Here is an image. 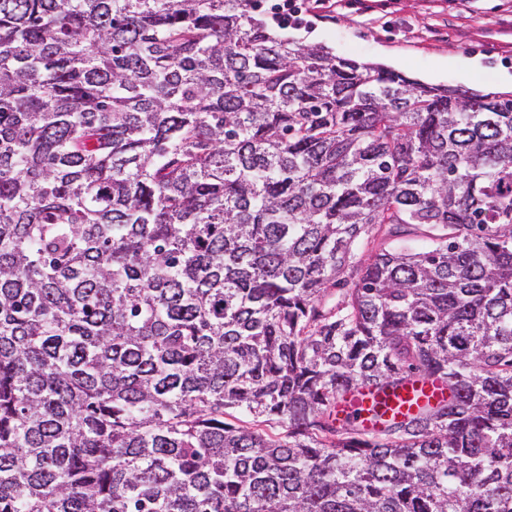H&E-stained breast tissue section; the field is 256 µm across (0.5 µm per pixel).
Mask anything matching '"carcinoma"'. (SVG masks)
I'll list each match as a JSON object with an SVG mask.
<instances>
[{"instance_id": "cac0c4a2", "label": "carcinoma", "mask_w": 512, "mask_h": 512, "mask_svg": "<svg viewBox=\"0 0 512 512\" xmlns=\"http://www.w3.org/2000/svg\"><path fill=\"white\" fill-rule=\"evenodd\" d=\"M257 11L0 0V512H512V93Z\"/></svg>"}]
</instances>
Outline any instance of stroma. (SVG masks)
<instances>
[{"label": "stroma", "instance_id": "obj_1", "mask_svg": "<svg viewBox=\"0 0 512 512\" xmlns=\"http://www.w3.org/2000/svg\"><path fill=\"white\" fill-rule=\"evenodd\" d=\"M287 33L424 83L512 89V0H309Z\"/></svg>", "mask_w": 512, "mask_h": 512}]
</instances>
